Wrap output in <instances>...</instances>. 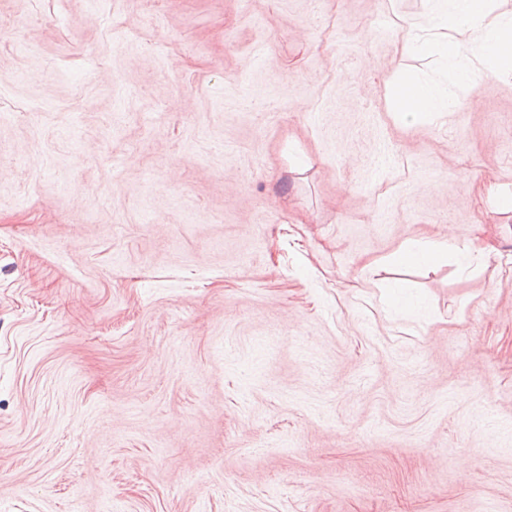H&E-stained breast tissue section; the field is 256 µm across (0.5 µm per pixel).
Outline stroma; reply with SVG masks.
<instances>
[{"instance_id":"1","label":"stroma","mask_w":512,"mask_h":512,"mask_svg":"<svg viewBox=\"0 0 512 512\" xmlns=\"http://www.w3.org/2000/svg\"><path fill=\"white\" fill-rule=\"evenodd\" d=\"M424 9L0 0V512H512V79L396 120ZM444 249L435 243L408 245L395 253L394 260L399 264L433 261L442 256Z\"/></svg>"}]
</instances>
